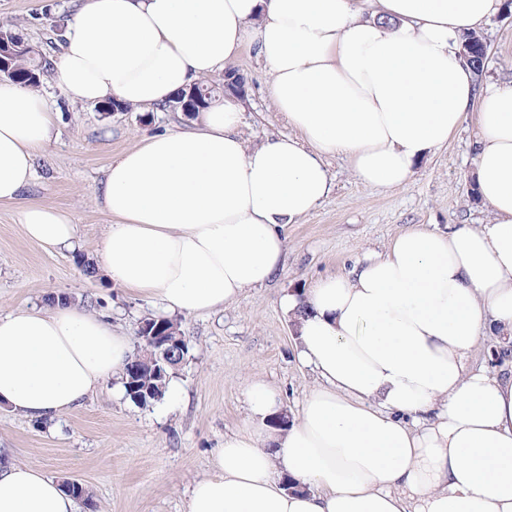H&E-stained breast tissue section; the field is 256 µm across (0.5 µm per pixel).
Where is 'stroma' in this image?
Segmentation results:
<instances>
[{
  "instance_id": "1",
  "label": "stroma",
  "mask_w": 512,
  "mask_h": 512,
  "mask_svg": "<svg viewBox=\"0 0 512 512\" xmlns=\"http://www.w3.org/2000/svg\"><path fill=\"white\" fill-rule=\"evenodd\" d=\"M74 6V0H0V25H17L25 41L56 60L61 46L55 28ZM481 33L491 58L486 78L511 81L512 14L483 25ZM230 66L248 84L240 124L248 146L291 134L270 99V70L253 49L243 48ZM40 92L58 114L57 135L37 160L36 178L20 202L0 203V313L43 306L48 297L65 294L90 311L111 315L113 324L135 338L143 317L165 311L157 300L110 283L103 271L84 272V264L96 263L110 222L97 188L111 160L142 136L186 128L192 116L157 107L101 112L68 98L55 75L44 79ZM473 132V119H466L447 146L420 161L404 186L391 189L366 185L347 160L330 159L333 190L310 215L285 226L287 259L277 279L247 289L212 313L178 317L190 346L171 379L182 391L178 403L138 407L107 382L50 422L1 408L0 463L24 462L59 481L79 480L90 496L78 499V512H187L194 481L211 474L215 449L245 418L250 378L277 387L282 409L291 416L317 384L315 373L295 356L294 327L278 306L283 289L348 274L414 224L444 230L488 222L487 208L471 196ZM23 205L69 212L77 226L75 249L29 241L17 222Z\"/></svg>"
}]
</instances>
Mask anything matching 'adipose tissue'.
I'll return each instance as SVG.
<instances>
[{"mask_svg":"<svg viewBox=\"0 0 512 512\" xmlns=\"http://www.w3.org/2000/svg\"><path fill=\"white\" fill-rule=\"evenodd\" d=\"M78 0L62 32L72 99L159 107L247 45L294 135L249 148L227 98L191 128L142 137L107 166L106 277L174 315L214 311L284 266V225L328 196L326 160L399 187L474 113L476 192L486 224L415 225L345 276L285 290L298 361L319 383L287 428L272 384L245 389L248 416L225 434L215 474L188 512H512V372L470 365L478 342H512V82L477 88L464 35L505 0ZM55 114L0 79V202L18 200L51 144ZM26 237L73 249L62 210L17 213ZM126 336L67 300L0 314V407L38 422L123 380ZM293 488H286V481ZM0 512H77L40 470L0 465Z\"/></svg>","mask_w":512,"mask_h":512,"instance_id":"adipose-tissue-1","label":"adipose tissue"}]
</instances>
